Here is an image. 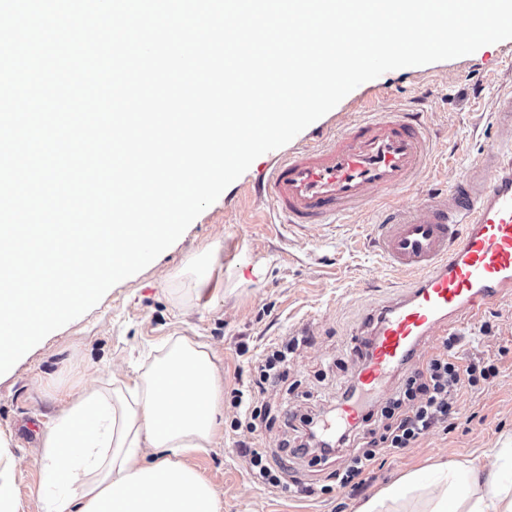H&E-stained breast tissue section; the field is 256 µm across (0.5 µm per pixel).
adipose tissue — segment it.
Masks as SVG:
<instances>
[{"label":"adipose tissue","instance_id":"obj_1","mask_svg":"<svg viewBox=\"0 0 512 512\" xmlns=\"http://www.w3.org/2000/svg\"><path fill=\"white\" fill-rule=\"evenodd\" d=\"M223 415L214 355L184 337L132 378L84 384L40 439L45 512H222L186 459L214 446ZM495 457L491 473L472 461L411 472L358 512H512V447Z\"/></svg>","mask_w":512,"mask_h":512}]
</instances>
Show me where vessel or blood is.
Wrapping results in <instances>:
<instances>
[{
    "label": "vessel or blood",
    "instance_id": "b4317fda",
    "mask_svg": "<svg viewBox=\"0 0 512 512\" xmlns=\"http://www.w3.org/2000/svg\"><path fill=\"white\" fill-rule=\"evenodd\" d=\"M431 157L413 115L368 112L341 133L271 156L257 190L286 224L330 225L410 188ZM377 231L372 243L403 288L363 330L353 391L323 426L330 435L361 423L368 400L436 330L512 294V143L487 151L447 189L428 190L417 206L389 207Z\"/></svg>",
    "mask_w": 512,
    "mask_h": 512
}]
</instances>
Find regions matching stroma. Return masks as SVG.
<instances>
[{"label":"stroma","instance_id":"obj_1","mask_svg":"<svg viewBox=\"0 0 512 512\" xmlns=\"http://www.w3.org/2000/svg\"><path fill=\"white\" fill-rule=\"evenodd\" d=\"M510 87L512 39L468 56L386 72L355 88L295 141L340 131L370 106L380 112L400 106L420 113L437 149L426 178L396 197L397 203L412 206L432 186L456 180L480 153L512 140V131L489 120L498 96ZM264 163L257 158L154 264L114 285L94 308L49 334L14 371L0 375V431L10 434L21 462L17 492L22 512H44L33 450L59 396L113 362L132 374L153 347L177 336L215 351L228 393L247 381L255 358L272 344L300 341L285 381L261 397L266 422L253 431L223 428L217 446L187 458L218 491L223 512H357L410 472L440 462L494 464L495 449L512 438V296L467 316L458 328L460 355L492 359L499 374L485 389H461L455 401L463 422L455 430H431L413 447L379 457L355 494L336 488L305 497L253 482L239 452L244 444L263 449L281 463L287 480L302 486L328 485L330 472L344 464L345 448L318 466L288 455L284 446L295 433L285 417L336 408L358 367L354 347L361 324L393 294L392 273L365 245L375 215L303 230L273 223L267 201L255 189ZM215 242L221 256L209 271L208 288L219 299L208 304L189 292L190 277L183 268ZM242 343L249 353H239Z\"/></svg>","mask_w":512,"mask_h":512}]
</instances>
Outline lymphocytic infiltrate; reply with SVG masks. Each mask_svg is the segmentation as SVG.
<instances>
[{"instance_id":"f902f5d3","label":"lymphocytic infiltrate","mask_w":512,"mask_h":512,"mask_svg":"<svg viewBox=\"0 0 512 512\" xmlns=\"http://www.w3.org/2000/svg\"><path fill=\"white\" fill-rule=\"evenodd\" d=\"M456 345L455 337L445 338L440 351L424 366L406 375L393 396L370 411L363 424L354 429L327 439L321 434L319 415H301L297 428L299 442L292 446V454L310 457L312 463L318 464L327 461L337 449L352 447L346 465L336 469L333 476L337 487L355 491L363 485L364 473L378 456L412 447L434 428L456 429L458 413L454 396L464 387L481 389L499 373L493 361L461 357ZM293 348L290 341L275 345L257 359L255 375L249 384L232 390L230 404L236 416L230 424L231 429L243 425L253 429L264 420L265 410L259 396L267 387L284 379L283 368Z\"/></svg>"}]
</instances>
